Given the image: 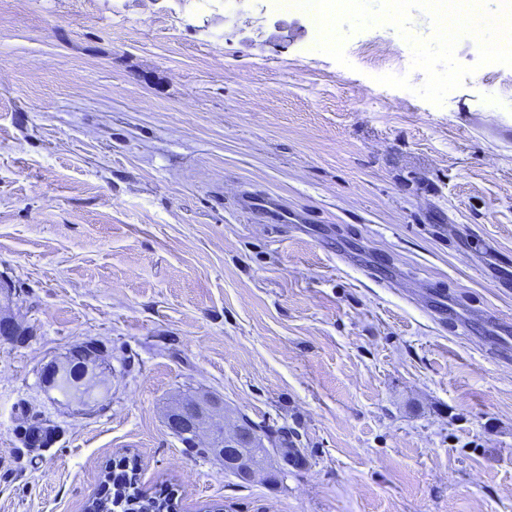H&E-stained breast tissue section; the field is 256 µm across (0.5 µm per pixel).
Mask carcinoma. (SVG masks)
I'll return each instance as SVG.
<instances>
[{"label":"carcinoma","instance_id":"carcinoma-1","mask_svg":"<svg viewBox=\"0 0 512 512\" xmlns=\"http://www.w3.org/2000/svg\"><path fill=\"white\" fill-rule=\"evenodd\" d=\"M88 355L81 351L75 352L72 358L67 360V378L62 386L64 395L79 391L83 386ZM240 427L250 436L247 448H225L224 432L222 427H216L212 435L210 451L218 454L227 452L242 457V463L238 466L227 468V471L239 478L247 479L245 470L259 464L260 454L266 451L263 446L262 428L257 424L244 419ZM103 485L109 486V493L102 496L96 495L87 505L89 512H169L171 505L168 496L155 492L147 495L138 485L135 468L128 470L111 469L104 475Z\"/></svg>","mask_w":512,"mask_h":512}]
</instances>
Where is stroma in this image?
<instances>
[{
  "label": "stroma",
  "instance_id": "obj_1",
  "mask_svg": "<svg viewBox=\"0 0 512 512\" xmlns=\"http://www.w3.org/2000/svg\"><path fill=\"white\" fill-rule=\"evenodd\" d=\"M315 44L266 0H0V512H85L125 457L179 512H512V365L420 305L512 315V66L462 38L437 106L358 53L410 63L395 26ZM86 346L71 405L42 372ZM187 397L271 431L250 481L167 428ZM241 207L266 224H286L288 213L271 200L246 192L241 198Z\"/></svg>",
  "mask_w": 512,
  "mask_h": 512
}]
</instances>
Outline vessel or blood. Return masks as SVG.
<instances>
[{
    "mask_svg": "<svg viewBox=\"0 0 512 512\" xmlns=\"http://www.w3.org/2000/svg\"><path fill=\"white\" fill-rule=\"evenodd\" d=\"M241 206L268 224H282L288 220L287 212L280 205L250 192L242 196ZM429 302L436 319L449 322L464 336L480 333L489 357L499 363H512L511 316L484 309L473 311L468 319H456L448 307L446 294L435 289L429 293Z\"/></svg>",
    "mask_w": 512,
    "mask_h": 512,
    "instance_id": "b4317fda",
    "label": "vessel or blood"
}]
</instances>
